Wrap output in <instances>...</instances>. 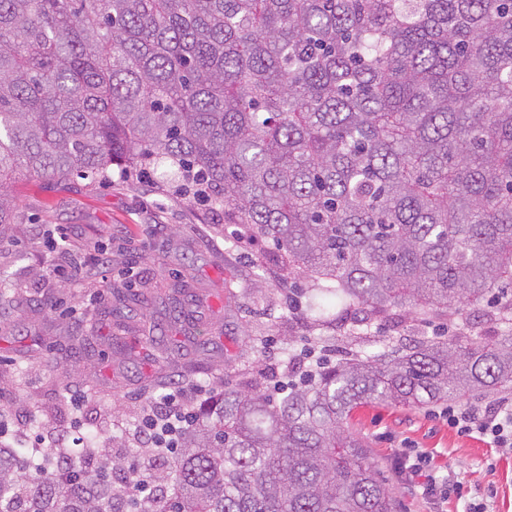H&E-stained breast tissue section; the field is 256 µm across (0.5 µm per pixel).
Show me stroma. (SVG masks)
Masks as SVG:
<instances>
[{
  "mask_svg": "<svg viewBox=\"0 0 512 512\" xmlns=\"http://www.w3.org/2000/svg\"><path fill=\"white\" fill-rule=\"evenodd\" d=\"M19 222L0 241V373H17L12 417L25 433L109 431L132 445L147 402L180 386L184 402L202 401L197 387L217 379L237 384L227 362L239 359L244 329L265 325L273 344L258 361L266 380L280 373L282 340L307 335V310H289L275 266L259 268L267 251L243 226L224 221V209L204 204L156 178L113 175L98 183L78 176L63 182L14 185ZM63 229L59 252L45 246ZM105 250L107 266L93 263ZM77 271L60 289L49 267ZM82 336L72 351L68 338ZM70 368L59 380L55 366ZM36 409H29L26 397ZM447 407L368 403L351 418L369 445L401 512H512V452L457 432ZM427 451L430 470L448 491L422 495L397 472L405 449Z\"/></svg>",
  "mask_w": 512,
  "mask_h": 512,
  "instance_id": "1",
  "label": "stroma"
}]
</instances>
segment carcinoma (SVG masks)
Returning <instances> with one entry per match:
<instances>
[{
  "mask_svg": "<svg viewBox=\"0 0 512 512\" xmlns=\"http://www.w3.org/2000/svg\"><path fill=\"white\" fill-rule=\"evenodd\" d=\"M165 166L308 279L323 359L142 469L0 447V512H397L353 410L512 394V0H0V237L12 183Z\"/></svg>",
  "mask_w": 512,
  "mask_h": 512,
  "instance_id": "cac0c4a2",
  "label": "carcinoma"
}]
</instances>
